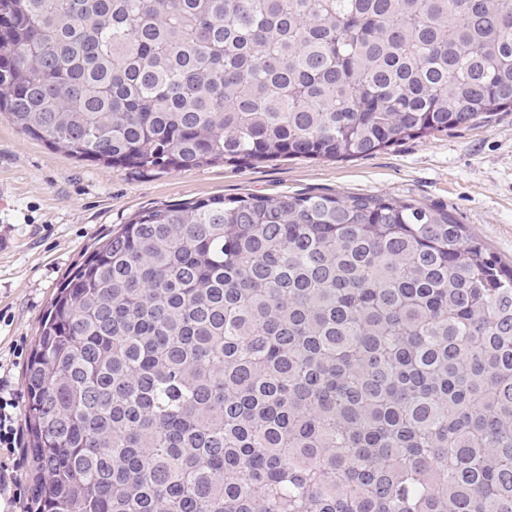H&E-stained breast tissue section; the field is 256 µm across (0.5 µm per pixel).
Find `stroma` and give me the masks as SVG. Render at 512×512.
<instances>
[{"instance_id":"35a3bbf8","label":"stroma","mask_w":512,"mask_h":512,"mask_svg":"<svg viewBox=\"0 0 512 512\" xmlns=\"http://www.w3.org/2000/svg\"><path fill=\"white\" fill-rule=\"evenodd\" d=\"M382 195L441 207L512 264V110L356 159L142 172L81 161L0 116V366L24 391L60 283L113 225L164 204L256 194Z\"/></svg>"}]
</instances>
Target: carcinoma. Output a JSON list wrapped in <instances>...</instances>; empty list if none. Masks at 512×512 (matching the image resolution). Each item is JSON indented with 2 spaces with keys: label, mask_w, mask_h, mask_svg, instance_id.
<instances>
[{
  "label": "carcinoma",
  "mask_w": 512,
  "mask_h": 512,
  "mask_svg": "<svg viewBox=\"0 0 512 512\" xmlns=\"http://www.w3.org/2000/svg\"><path fill=\"white\" fill-rule=\"evenodd\" d=\"M508 109L512 0H0V113L81 161H341ZM24 381L28 512H512V268L444 209L144 210Z\"/></svg>",
  "instance_id": "carcinoma-1"
}]
</instances>
